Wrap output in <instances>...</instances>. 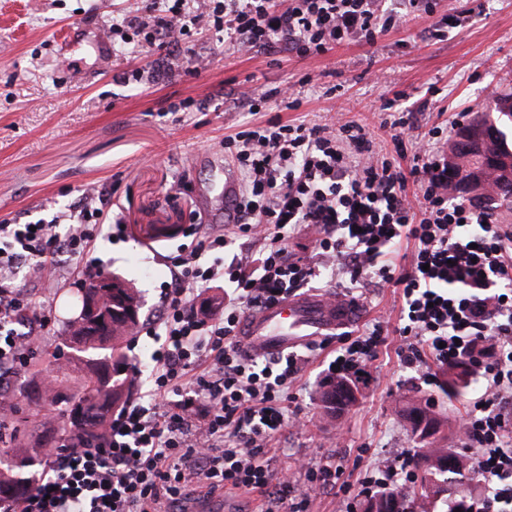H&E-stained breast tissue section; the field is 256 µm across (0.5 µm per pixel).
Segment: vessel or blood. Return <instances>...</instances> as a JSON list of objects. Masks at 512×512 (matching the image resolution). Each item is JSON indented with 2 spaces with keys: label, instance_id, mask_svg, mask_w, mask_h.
<instances>
[{
  "label": "vessel or blood",
  "instance_id": "vessel-or-blood-1",
  "mask_svg": "<svg viewBox=\"0 0 512 512\" xmlns=\"http://www.w3.org/2000/svg\"><path fill=\"white\" fill-rule=\"evenodd\" d=\"M240 181L233 169L224 171V220L233 222ZM359 309L348 299L332 303L326 297L303 295L247 314L240 345L250 354L277 355L325 333L349 326Z\"/></svg>",
  "mask_w": 512,
  "mask_h": 512
}]
</instances>
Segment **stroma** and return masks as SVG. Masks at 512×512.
Masks as SVG:
<instances>
[{
  "instance_id": "obj_1",
  "label": "stroma",
  "mask_w": 512,
  "mask_h": 512,
  "mask_svg": "<svg viewBox=\"0 0 512 512\" xmlns=\"http://www.w3.org/2000/svg\"><path fill=\"white\" fill-rule=\"evenodd\" d=\"M141 7V0H0V220L48 221L79 205L88 189L110 188L125 234L99 236L93 255L102 272L122 274L140 291L146 316L169 278L166 257L186 243L189 225L206 222L207 203L218 200L217 176L201 154L223 156L225 136L264 120L240 111V92L302 82L300 107L286 108L274 97L273 113L286 121H357L376 151L390 154L394 146L382 124L394 93L419 111L426 130L453 113H477L496 89L512 83V0H485L475 13L465 0H435L447 25L444 40L430 38V21L419 16L374 45H340L316 60L266 50L241 55L223 34L203 29L193 34L183 68L157 84L132 80L142 62L131 45L112 37L113 19ZM71 26L73 41L60 51L57 39ZM358 291L363 323L396 326L390 289L365 279ZM399 344V336H390L375 380L360 386L358 403L338 418L326 416L318 402L317 376L327 359L305 365L288 411L306 427L284 434L268 452L273 471H289L308 493L307 512H346L345 495H358L379 462L413 452L410 424L399 413L408 400L427 402L437 414L444 447H462L455 426L472 410V399L448 411L440 387L447 369L405 368ZM426 373L437 384L424 383ZM41 378L31 371L12 398L16 452L37 463L61 435L43 424ZM326 463L340 467L349 492L310 490L305 466Z\"/></svg>"
}]
</instances>
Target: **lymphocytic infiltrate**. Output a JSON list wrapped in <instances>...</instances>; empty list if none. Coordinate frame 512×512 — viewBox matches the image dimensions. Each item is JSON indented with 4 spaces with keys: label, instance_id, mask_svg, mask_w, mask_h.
<instances>
[{
    "label": "lymphocytic infiltrate",
    "instance_id": "f902f5d3",
    "mask_svg": "<svg viewBox=\"0 0 512 512\" xmlns=\"http://www.w3.org/2000/svg\"><path fill=\"white\" fill-rule=\"evenodd\" d=\"M186 0H151L140 16L112 32L142 36L153 58L133 71L153 83L179 68L187 23L222 31L234 49H266L309 60L337 45H366L413 16L429 17L431 37H444L431 0H211L187 19ZM410 110L390 124L395 155L373 149L362 125L282 122L224 139V157L241 175L237 221L212 231L191 225L190 244L168 261L170 279L160 312L143 326L161 337L146 394L110 416L97 439L63 432L42 473L0 512H177L196 490L231 488L267 495L265 456L284 431L299 428L288 412L301 373L293 353L243 355L236 344L247 312L294 295L332 269L350 286L375 279L400 301L399 324H374L344 335L328 370L371 382L390 334L400 362L425 359L447 366L468 359L484 393L459 424L486 493L472 512H512V231L448 192V155L437 126L416 135ZM124 224L108 189L48 223L0 221V398L25 376L52 325V302H35L15 283L21 267L54 281L61 257L76 274L97 275L90 254L103 229ZM310 230L311 249L288 243ZM232 258L206 266L207 252ZM223 280L227 300L213 319L199 318L192 300L208 282Z\"/></svg>",
    "mask_w": 512,
    "mask_h": 512
}]
</instances>
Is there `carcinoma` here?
<instances>
[{
  "mask_svg": "<svg viewBox=\"0 0 512 512\" xmlns=\"http://www.w3.org/2000/svg\"><path fill=\"white\" fill-rule=\"evenodd\" d=\"M482 125V135L504 149L512 150V91L496 95L489 109L473 120ZM449 152L461 163L448 167V187L454 193H465L464 184L476 178L493 179L495 196L483 195L476 206L494 211L502 209L499 196L512 194V172L498 164L494 150L481 151L455 139ZM113 288L104 290L94 285L77 289L75 308L63 324L64 341L74 352L73 359L94 369L95 377L70 397L66 410L69 423H77L89 437L100 434L109 411L120 405L131 385L127 357L121 352L119 340L132 333L141 322L142 305L136 289L119 274H112ZM111 313V321L97 330L89 324L90 316ZM468 370L457 379L448 380V403L455 405L468 392ZM321 407L326 415L338 417L346 404L336 401V383L320 393ZM416 470L423 471L422 492L417 489L382 488L374 496L390 495L396 504L393 512H471L477 486L469 483L468 459L453 448L439 447V441L419 443L415 454ZM33 460L18 457L8 448H0V499L21 496L37 479Z\"/></svg>",
  "mask_w": 512,
  "mask_h": 512,
  "instance_id": "cac0c4a2",
  "label": "carcinoma"
}]
</instances>
